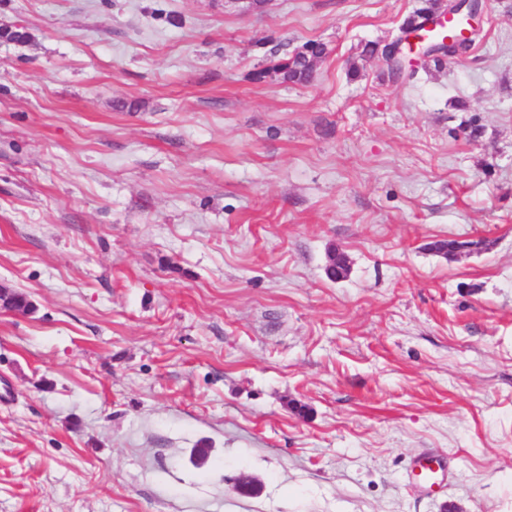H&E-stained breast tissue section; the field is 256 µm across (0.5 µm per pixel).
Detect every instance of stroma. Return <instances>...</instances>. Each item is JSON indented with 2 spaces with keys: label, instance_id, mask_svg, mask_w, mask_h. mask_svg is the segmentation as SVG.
<instances>
[{
  "label": "stroma",
  "instance_id": "35a3bbf8",
  "mask_svg": "<svg viewBox=\"0 0 512 512\" xmlns=\"http://www.w3.org/2000/svg\"><path fill=\"white\" fill-rule=\"evenodd\" d=\"M418 5L0 0V512H512V0L395 82ZM304 45L311 51L310 53L302 58L287 56L273 60L268 68L281 72L283 80L292 84L310 83L314 77V62L326 55L327 48L324 44L312 40L305 42ZM445 472L446 466L442 464L440 459H434L432 456L423 455L415 459L412 474L415 479H419L423 482H431L430 487L437 484L435 480L436 473L438 470Z\"/></svg>",
  "mask_w": 512,
  "mask_h": 512
}]
</instances>
